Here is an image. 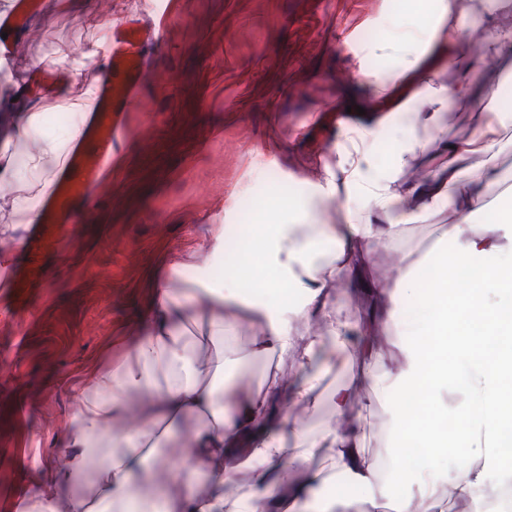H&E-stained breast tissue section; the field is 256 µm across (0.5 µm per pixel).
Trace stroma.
<instances>
[{
  "mask_svg": "<svg viewBox=\"0 0 512 512\" xmlns=\"http://www.w3.org/2000/svg\"><path fill=\"white\" fill-rule=\"evenodd\" d=\"M140 10L161 23V39L149 51L145 105L124 114L126 136L108 174L113 193L83 210L62 247L45 252L41 286L26 311H16L9 290L0 288V512H23L15 489L55 461L58 439L72 427L75 388L128 356L152 314L154 284L203 288L231 278L245 300L302 303L261 261L254 240L271 225L298 223V216H283L280 203H311L331 179L336 194L319 206L318 222L338 223L342 206H357L337 175L347 134L385 104L362 75L395 69L380 44L395 25L422 23L410 0H142ZM111 25L99 0H43L25 19L26 33L15 42L19 61L62 62L72 79L53 94L31 92L29 109L44 123L19 141L12 99L22 82L0 74V165L22 164L56 132L55 113L88 102L87 48L105 46ZM472 80L480 109H449L440 139H433L425 106L417 104L412 124L421 145L406 156L390 190L403 196L422 185L443 144L470 136L491 107L503 113L496 126L500 148L490 161L497 179L483 188L478 221L494 224L512 212V56L476 70ZM351 107L356 115H348ZM451 221L448 213L429 216L392 248L373 250L366 277L403 258L419 261L425 283L420 292L401 295L397 329L371 341L376 371L395 369L399 344L433 348L422 325L452 242ZM323 299L356 321L350 346L359 349L372 309L359 280L347 277ZM352 375L340 366L330 371L318 412L281 401L273 411L312 436L342 417L365 420L364 451L374 464L396 452L413 461L423 433H410L398 448L389 434L407 391L354 402L340 416L330 391ZM416 492V484L390 482L380 467L375 494L388 512Z\"/></svg>",
  "mask_w": 512,
  "mask_h": 512,
  "instance_id": "35a3bbf8",
  "label": "stroma"
}]
</instances>
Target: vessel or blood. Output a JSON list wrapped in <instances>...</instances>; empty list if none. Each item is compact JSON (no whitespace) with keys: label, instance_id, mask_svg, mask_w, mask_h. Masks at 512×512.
Segmentation results:
<instances>
[{"label":"vessel or blood","instance_id":"1","mask_svg":"<svg viewBox=\"0 0 512 512\" xmlns=\"http://www.w3.org/2000/svg\"><path fill=\"white\" fill-rule=\"evenodd\" d=\"M36 6V0H13L0 16V60L13 62L16 54L14 46L3 40V33ZM158 39V27L140 16L128 15L113 23L108 60L95 72V95L82 121V135L70 146L52 189L43 197L35 224L27 227L23 252L0 256V282L7 284L16 304H23L28 290L39 283L33 248L43 240L47 227H66L78 210L92 206L109 192L105 173L125 133L123 114L140 101L149 71L146 51ZM25 76L27 81L48 87L66 78L59 67L47 64L31 66Z\"/></svg>","mask_w":512,"mask_h":512}]
</instances>
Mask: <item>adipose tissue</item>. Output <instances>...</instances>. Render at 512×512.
Listing matches in <instances>:
<instances>
[{"label":"adipose tissue","instance_id":"1","mask_svg":"<svg viewBox=\"0 0 512 512\" xmlns=\"http://www.w3.org/2000/svg\"><path fill=\"white\" fill-rule=\"evenodd\" d=\"M428 26L420 33L398 31L385 51L402 56V74L409 97H390L395 111H410L413 101L429 106L433 133H442L441 117L452 101H473L470 68L457 69L453 83L424 57L444 44L446 22L457 0H416ZM81 134L80 125L43 140L28 155L25 166L40 176L48 191L62 161L63 147ZM369 133L350 137L344 172L358 190L362 205L344 212L340 223H312V209L292 203L302 223L271 226L260 253L281 282L300 289L303 303L293 309L261 301L242 303L233 283L206 289L204 315L162 291L152 318L142 322L132 354L118 369L95 371L76 389L78 409L74 429L63 444L59 462L34 478L26 499L27 512H350L348 499L321 498L318 491L336 472H348L353 483L374 502L376 475L362 451L361 427L325 430L309 440L302 429L269 411L283 400L293 407H315L316 389L326 371L346 363L349 321L326 308L321 294L365 265V247H391L411 225L428 215L453 214L454 248L449 267L463 265L481 271L469 288L449 290L447 278L437 284L438 298L425 328L433 336V351L406 349L397 370L383 374L362 368L334 394L337 412L355 398L370 399L397 387L432 394L449 376L464 378L466 400L456 418L453 439L428 431L424 443L430 456L447 446L458 449L447 486H440L434 468L395 469V476L419 484L416 496L401 501L399 512H444V498L468 500L487 489L491 479L512 480V456L501 454L512 436V319L504 318L500 296L512 297V223L475 226L472 218L484 210L482 190L495 181L487 159L499 142L492 125L446 149L421 191L393 195L389 184L405 157L419 145L409 134L394 144V161L377 164ZM390 214L391 222L372 226L368 213ZM247 307L257 330L251 351H230L225 343L241 324L233 311ZM304 320L311 334L301 351L303 373L292 383L277 374H262L256 387L229 389V370L248 372L259 356L287 350L291 344L289 317ZM480 326L481 341H473L470 326ZM248 436L250 448L242 462L229 463V445ZM326 454L317 467L309 460L317 449ZM305 462L301 475L289 463Z\"/></svg>","mask_w":512,"mask_h":512}]
</instances>
